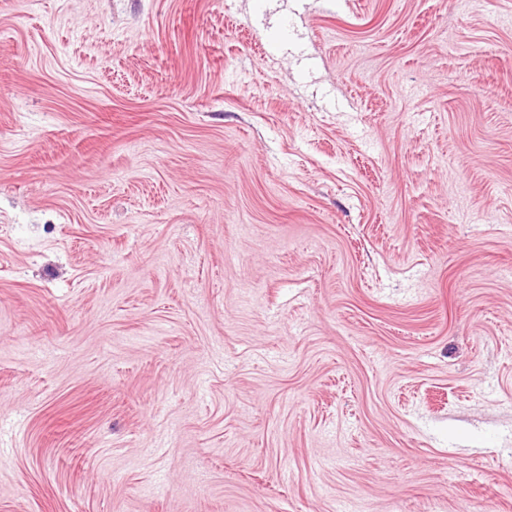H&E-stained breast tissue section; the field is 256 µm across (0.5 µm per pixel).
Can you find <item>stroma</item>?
Segmentation results:
<instances>
[{
  "label": "stroma",
  "mask_w": 512,
  "mask_h": 512,
  "mask_svg": "<svg viewBox=\"0 0 512 512\" xmlns=\"http://www.w3.org/2000/svg\"><path fill=\"white\" fill-rule=\"evenodd\" d=\"M0 512H512V0H0Z\"/></svg>",
  "instance_id": "1"
}]
</instances>
